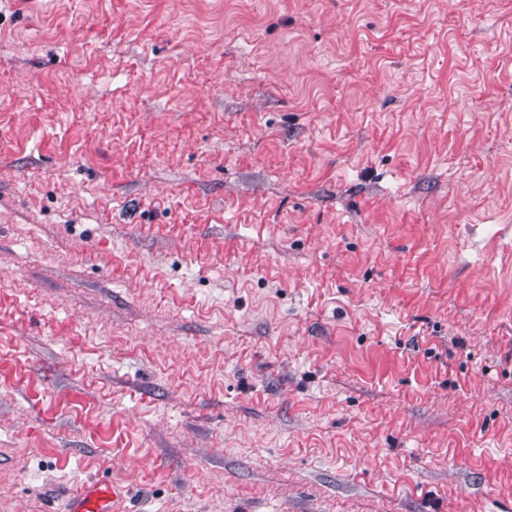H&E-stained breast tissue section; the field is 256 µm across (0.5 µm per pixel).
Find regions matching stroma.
Segmentation results:
<instances>
[{
  "instance_id": "35a3bbf8",
  "label": "stroma",
  "mask_w": 512,
  "mask_h": 512,
  "mask_svg": "<svg viewBox=\"0 0 512 512\" xmlns=\"http://www.w3.org/2000/svg\"><path fill=\"white\" fill-rule=\"evenodd\" d=\"M512 512V0H0V512ZM67 512H125L114 485L96 484L72 498Z\"/></svg>"
}]
</instances>
